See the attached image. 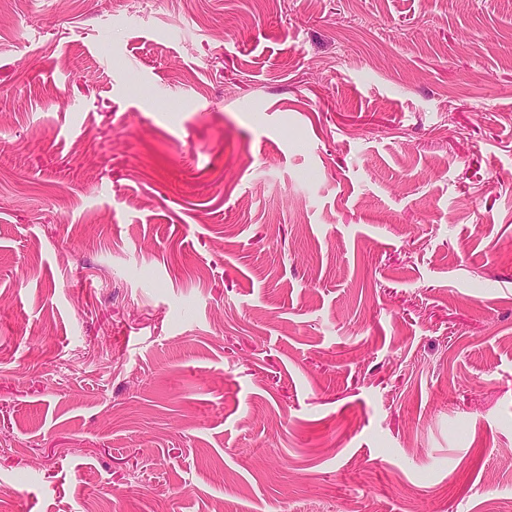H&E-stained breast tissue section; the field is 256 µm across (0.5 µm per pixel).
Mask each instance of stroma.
Here are the masks:
<instances>
[{"label": "stroma", "instance_id": "stroma-1", "mask_svg": "<svg viewBox=\"0 0 512 512\" xmlns=\"http://www.w3.org/2000/svg\"><path fill=\"white\" fill-rule=\"evenodd\" d=\"M0 512H512V0H7Z\"/></svg>", "mask_w": 512, "mask_h": 512}]
</instances>
